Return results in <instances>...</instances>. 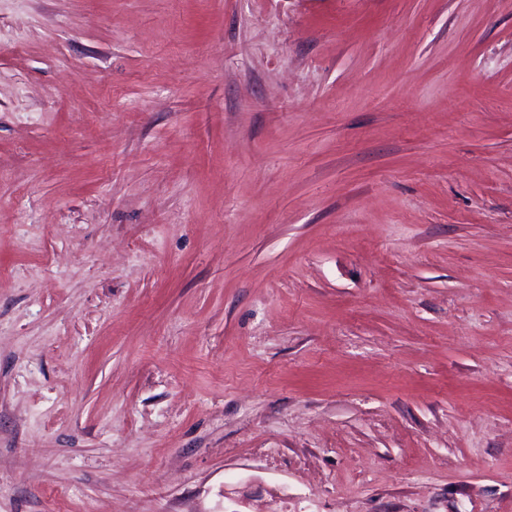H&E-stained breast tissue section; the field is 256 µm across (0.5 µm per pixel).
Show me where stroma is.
<instances>
[{"label":"stroma","instance_id":"stroma-1","mask_svg":"<svg viewBox=\"0 0 512 512\" xmlns=\"http://www.w3.org/2000/svg\"><path fill=\"white\" fill-rule=\"evenodd\" d=\"M0 512H512V0H0Z\"/></svg>","mask_w":512,"mask_h":512}]
</instances>
